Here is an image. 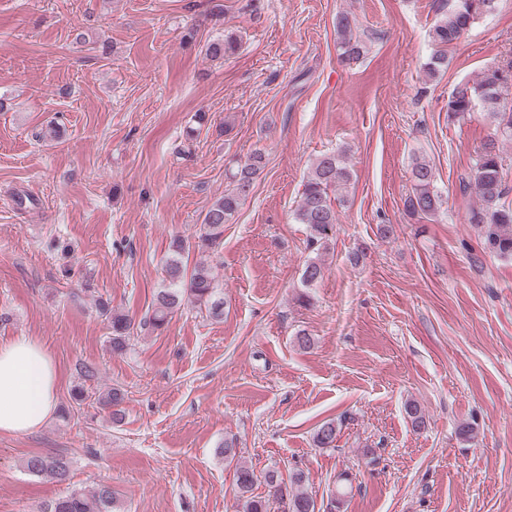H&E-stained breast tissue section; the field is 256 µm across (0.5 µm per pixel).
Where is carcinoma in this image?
<instances>
[{
    "label": "carcinoma",
    "mask_w": 512,
    "mask_h": 512,
    "mask_svg": "<svg viewBox=\"0 0 512 512\" xmlns=\"http://www.w3.org/2000/svg\"><path fill=\"white\" fill-rule=\"evenodd\" d=\"M499 0H468L465 5L454 3L447 9L438 8L439 18L430 27L428 38L432 53L427 63V73L434 77L448 67V47L464 37L475 20L498 7ZM340 36L341 56L345 61L359 59L363 44L353 34L350 17L341 15L336 22ZM236 50V42L227 37L212 42L207 54L213 58H224ZM512 87V60L505 65L486 68L473 82L457 84L448 98V116L462 117L475 109L490 114L498 121V127L512 136V102L508 91ZM265 168L264 155L253 153L249 159L231 175L230 188L217 199L205 213L193 243L177 238L173 241L170 257L166 262V283L154 296L151 313L137 322L126 314L112 311L108 302H98L102 315L108 319L112 336V352L121 354L127 350L129 341L137 328L160 329L168 323L175 310L188 301L212 317L224 313V298L216 288L210 268L203 264L189 266L187 254L192 247L203 252L217 253L224 245V224L238 211L240 203L251 192L258 176ZM352 179L351 171L334 154L321 156L313 164L303 183L300 203L294 219L309 229L308 245L319 251L328 248L336 236L337 217L331 192L347 186ZM411 192L404 201V211L414 219L434 216L442 205L441 195L436 190V176L432 165L416 158L410 168ZM463 190L470 192L477 205L468 215V223L479 230L483 249L501 257L512 258V202L507 201L512 188L504 177V163L499 141H485L477 155L471 175L464 179ZM323 277V264L309 261L302 273V285L309 288ZM124 394L117 388L97 397L101 409L110 418L119 415V406ZM339 424L334 420L321 423L314 431L313 442L318 448L336 447ZM25 467L33 475L52 482L63 483L69 479V461L62 456L33 454L25 461ZM239 489L248 493L261 482L268 488V496H250L245 500L244 512H272L273 505H284L283 512H316V502L303 488L306 475L301 470L289 472L283 479L276 471L257 475L254 470L237 468ZM115 496L112 486L101 484L86 493L73 490L69 494L43 504L42 512H112Z\"/></svg>",
    "instance_id": "carcinoma-1"
}]
</instances>
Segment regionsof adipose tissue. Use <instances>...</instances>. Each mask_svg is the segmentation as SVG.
Segmentation results:
<instances>
[{"instance_id": "ef3b65f1", "label": "adipose tissue", "mask_w": 512, "mask_h": 512, "mask_svg": "<svg viewBox=\"0 0 512 512\" xmlns=\"http://www.w3.org/2000/svg\"><path fill=\"white\" fill-rule=\"evenodd\" d=\"M57 370L46 347L34 338L0 340V433L38 430L56 408Z\"/></svg>"}]
</instances>
